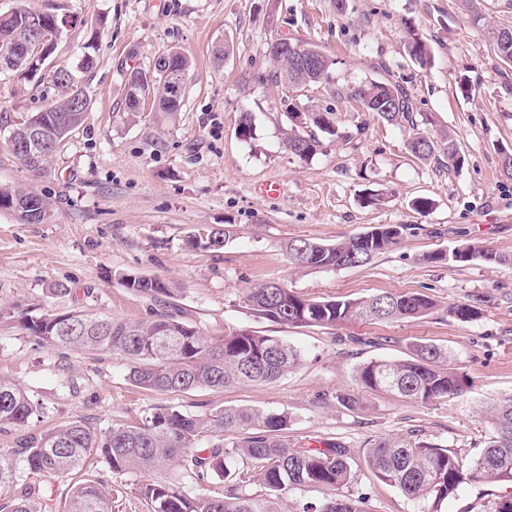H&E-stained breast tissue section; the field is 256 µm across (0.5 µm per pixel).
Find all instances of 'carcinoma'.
Segmentation results:
<instances>
[{"label":"carcinoma","mask_w":512,"mask_h":512,"mask_svg":"<svg viewBox=\"0 0 512 512\" xmlns=\"http://www.w3.org/2000/svg\"><path fill=\"white\" fill-rule=\"evenodd\" d=\"M42 28L58 25L55 16L24 8L0 14V54L14 50L16 31L29 24ZM509 27L488 26L484 35L499 62L512 69V40L502 38ZM292 46L312 57L307 66L279 62L273 70L253 75L255 83L268 82L288 92V113L300 110V92L314 85H328L334 60L317 46L294 41ZM407 53L422 68L432 66L429 46L414 31H409ZM191 61L176 52L170 62H157L153 70L133 69L140 79L125 83L126 110L135 114L152 100L154 111L173 119L181 111L184 91L170 97L168 70L187 76ZM53 82L65 93L37 113L44 120L41 131L44 159H49L67 137L78 130L89 112L84 88L67 69L55 72ZM353 94L368 102L367 110L383 121L408 126L407 147L418 160L452 166L462 163L453 135L447 130L434 133L429 120H416L408 90L400 83L370 82L353 88ZM309 127L329 138L338 130L329 112L312 111ZM28 133L12 126L8 144L22 157V144ZM321 140L296 123L283 140V148L305 161L317 153ZM34 203L49 216L48 202L41 196L17 187L0 186V210L19 214L18 208ZM405 224H381L363 234L324 243L291 239L287 250L295 269H342L361 266L399 243ZM225 231L214 228L204 236L191 234L186 244L206 243L222 247ZM447 258L455 262L480 259L498 262L496 253L466 245L451 255L431 254L430 261ZM127 287L155 299L169 298L173 288L159 278L126 275ZM258 318L295 327L331 328L343 321H397L429 315L435 309L432 298L418 293L379 294L354 301L304 299L279 282L271 281L248 289L245 296ZM482 299L448 307L461 322L480 313ZM43 313L22 321L29 335L51 349L109 351L125 357L131 364L130 378L142 389L155 392H185L197 388L222 390L246 382L276 380L292 370L300 360L298 351L284 341L239 329L224 336H206L185 324L169 311H159L150 321L128 323L109 316H89L73 312L63 321L50 324ZM357 380L365 387L395 392L405 398L431 400L457 398L464 393L463 377L448 362V353L431 344L413 346V356L401 360L374 359L356 369ZM37 412L27 391L18 383L0 377V427L24 426ZM288 414L252 408H212L202 413L160 408L140 424L96 431L86 424L70 422L51 431L23 437L9 455L0 453V494L17 479L20 469L45 478H63L83 467L87 458L105 459L115 474L130 471L146 475L166 468L177 460L182 476L166 480L146 479L137 487L149 512H281L277 495L298 486L320 487L329 496L306 512H361L355 501L336 493L349 484L351 471L345 448L328 443L324 448H290L285 440ZM488 422L493 434L487 445L468 463L443 448L411 443L404 439L381 438L369 448L368 461L377 476L397 487L411 499L431 498L437 504L454 496L464 484L512 483V396L490 405ZM255 459L261 468L255 479L270 495L252 496L241 491L229 495L210 494L205 486L215 477L234 483L237 473L229 463ZM53 491L46 484H32L19 499L0 505V512H55ZM62 512H113L112 486L103 481L73 484L59 501Z\"/></svg>","instance_id":"1"}]
</instances>
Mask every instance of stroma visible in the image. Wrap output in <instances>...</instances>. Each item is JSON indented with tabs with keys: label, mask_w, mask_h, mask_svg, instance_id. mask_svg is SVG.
<instances>
[{
	"label": "stroma",
	"mask_w": 512,
	"mask_h": 512,
	"mask_svg": "<svg viewBox=\"0 0 512 512\" xmlns=\"http://www.w3.org/2000/svg\"><path fill=\"white\" fill-rule=\"evenodd\" d=\"M56 15L64 26L36 71L0 73V184L32 190L49 203L38 224L0 211V376L20 383L41 412L29 431L79 421L98 430L139 423L173 407H251L288 413V445L348 448L352 481L343 495L362 512H486L512 492L507 483L465 485L441 504L408 498L378 478L367 450L380 438H405L447 449L468 461L491 428L481 405L512 395V77L504 78L481 28L461 0H0ZM434 55L422 69L407 55L408 26ZM317 45L334 60L333 87L313 86L302 109L331 111L341 138L310 159L286 152L290 126L274 85L252 83L273 66L278 38ZM225 47L216 59L217 47ZM97 65L81 74L90 100L84 124L46 168L35 170L7 143L9 125L39 112L58 93L53 73L76 68L85 51ZM172 50L192 66L176 122L125 110V74L152 67ZM402 83L415 111L455 135L463 162L448 168L415 159L408 130L383 123L352 98L368 81ZM250 115L253 139L239 137ZM280 186L263 196L261 184ZM381 194L376 205L365 197ZM433 203L416 211V198ZM378 224H403L402 240L369 264L296 272L285 245L293 238L332 242ZM230 233L220 248L188 247L193 232ZM463 244L496 253L498 262L432 261ZM159 278L174 293L161 303L127 288L124 275ZM278 281L307 299H357L420 293L438 307L397 322L348 320L331 328L294 327L253 316L248 288ZM63 283L68 294H52ZM482 299L469 322L449 306ZM208 336L240 328L293 346L301 364L266 383L216 392L160 393L136 387L129 364L103 352L66 353L40 345L24 318L83 310L129 322L152 320L161 308ZM447 349L463 375L462 398L406 399L362 386L358 365L407 358L414 345ZM354 406H346L345 398ZM84 479L111 483L115 512H148L136 488L143 474H112L102 458Z\"/></svg>",
	"instance_id": "35a3bbf8"
}]
</instances>
